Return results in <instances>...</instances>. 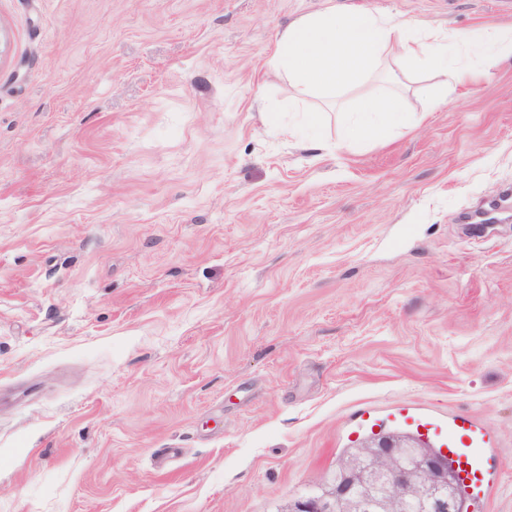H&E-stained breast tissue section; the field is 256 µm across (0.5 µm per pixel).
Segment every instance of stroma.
Listing matches in <instances>:
<instances>
[{"instance_id": "1", "label": "stroma", "mask_w": 512, "mask_h": 512, "mask_svg": "<svg viewBox=\"0 0 512 512\" xmlns=\"http://www.w3.org/2000/svg\"><path fill=\"white\" fill-rule=\"evenodd\" d=\"M325 4L0 0V512H281L403 408L472 416L469 510L512 512V62L460 50L444 105L409 71L348 145L367 82L297 102L270 64ZM397 110L396 94L379 86L376 92L362 105L359 112H354L345 124L346 143L351 144L385 132L387 125L394 123Z\"/></svg>"}]
</instances>
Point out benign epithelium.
Segmentation results:
<instances>
[{"mask_svg": "<svg viewBox=\"0 0 512 512\" xmlns=\"http://www.w3.org/2000/svg\"><path fill=\"white\" fill-rule=\"evenodd\" d=\"M410 500L422 512H468L454 468L407 439L381 435L342 466V477L321 494L303 493L283 512H397Z\"/></svg>", "mask_w": 512, "mask_h": 512, "instance_id": "7a95c632", "label": "benign epithelium"}]
</instances>
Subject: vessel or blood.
Segmentation results:
<instances>
[{"instance_id": "b4317fda", "label": "vessel or blood", "mask_w": 512, "mask_h": 512, "mask_svg": "<svg viewBox=\"0 0 512 512\" xmlns=\"http://www.w3.org/2000/svg\"><path fill=\"white\" fill-rule=\"evenodd\" d=\"M403 420L416 431L437 438L441 452L455 465L460 481L473 495H483L494 468L485 434L466 416L451 421H439L414 414H404Z\"/></svg>"}]
</instances>
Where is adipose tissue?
<instances>
[{
	"label": "adipose tissue",
	"instance_id": "ef3b65f1",
	"mask_svg": "<svg viewBox=\"0 0 512 512\" xmlns=\"http://www.w3.org/2000/svg\"><path fill=\"white\" fill-rule=\"evenodd\" d=\"M392 61L432 72L445 93L469 80L468 73L448 61L447 34L408 26L381 11L344 10L333 4L281 32L272 65L296 97L332 99L349 85L375 77ZM396 113L395 93L378 87L347 119V143L383 132Z\"/></svg>",
	"mask_w": 512,
	"mask_h": 512
}]
</instances>
